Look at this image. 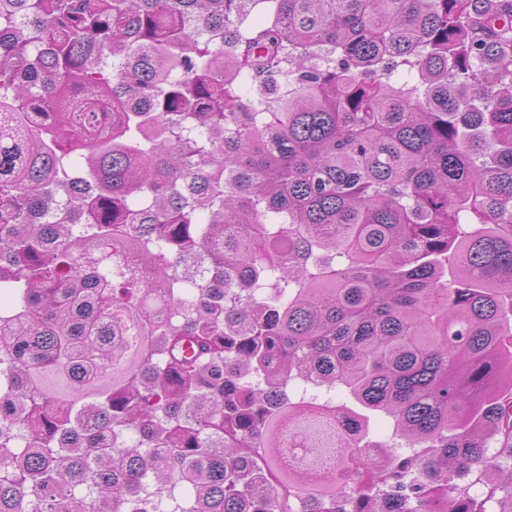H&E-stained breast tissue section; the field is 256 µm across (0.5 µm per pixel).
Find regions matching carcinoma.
Returning a JSON list of instances; mask_svg holds the SVG:
<instances>
[{"mask_svg":"<svg viewBox=\"0 0 512 512\" xmlns=\"http://www.w3.org/2000/svg\"><path fill=\"white\" fill-rule=\"evenodd\" d=\"M501 371L512 0H0V512H494ZM336 402L346 403L348 407L367 416L369 437L385 440L391 436L393 423L391 419L376 412H372L358 406L345 389L336 391ZM320 405L323 404L326 420H328L336 432V453L332 455H325L317 465L315 479L317 482L324 481L329 473L337 468L338 461L344 454L354 448H359L363 454L370 460L371 469H379L383 465V459L378 453V448L366 447V444L358 438L354 430L351 428L348 421L339 418L332 411V404L325 402L324 399H318ZM325 402V403H324ZM328 404V406L326 405ZM354 480L352 476L341 475L336 469V493H341L342 496L349 494L352 490Z\"/></svg>","mask_w":512,"mask_h":512,"instance_id":"cac0c4a2","label":"carcinoma"}]
</instances>
